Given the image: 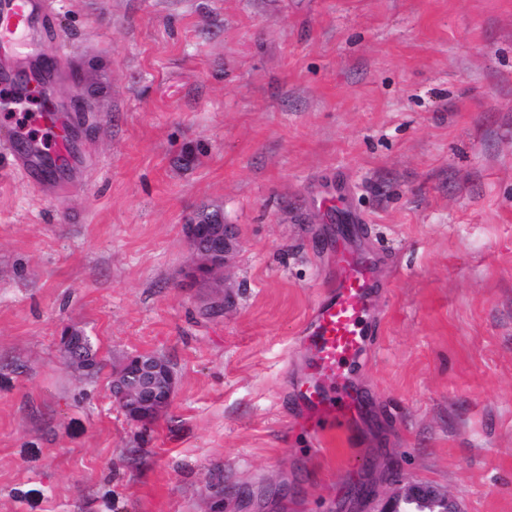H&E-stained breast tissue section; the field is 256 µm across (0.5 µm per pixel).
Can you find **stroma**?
<instances>
[{"mask_svg":"<svg viewBox=\"0 0 512 512\" xmlns=\"http://www.w3.org/2000/svg\"><path fill=\"white\" fill-rule=\"evenodd\" d=\"M81 96L74 159L34 185L0 148V512H365L431 483L512 512V0H52ZM236 232L224 305L183 226ZM368 225L374 341L355 438L295 426L300 331ZM89 336L93 374L60 353ZM163 357L152 424L113 402ZM175 377L160 356L129 357L112 379V399L134 422L146 425L171 404Z\"/></svg>","mask_w":512,"mask_h":512,"instance_id":"35a3bbf8","label":"stroma"}]
</instances>
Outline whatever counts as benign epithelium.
I'll use <instances>...</instances> for the list:
<instances>
[{"instance_id":"obj_1","label":"benign epithelium","mask_w":512,"mask_h":512,"mask_svg":"<svg viewBox=\"0 0 512 512\" xmlns=\"http://www.w3.org/2000/svg\"><path fill=\"white\" fill-rule=\"evenodd\" d=\"M193 254L190 275L211 288L208 304H224V266L233 249L229 225L213 218L201 217L184 225ZM86 338L71 333L61 338V352L71 367L91 371L93 357L84 352ZM175 377L168 363L154 354L140 353L129 357L112 379V399L134 422L146 425L171 404ZM413 505L416 512H460L448 493L429 484L410 482L375 501L368 512H401L402 505Z\"/></svg>"}]
</instances>
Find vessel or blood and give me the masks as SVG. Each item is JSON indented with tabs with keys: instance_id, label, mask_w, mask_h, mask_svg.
Instances as JSON below:
<instances>
[{
	"instance_id": "obj_1",
	"label": "vessel or blood",
	"mask_w": 512,
	"mask_h": 512,
	"mask_svg": "<svg viewBox=\"0 0 512 512\" xmlns=\"http://www.w3.org/2000/svg\"><path fill=\"white\" fill-rule=\"evenodd\" d=\"M54 29L49 0H0V52L18 43L43 42ZM0 84L9 95L0 99V111L14 109L18 100L33 91L32 79L10 69H0ZM41 141H32L27 130L15 129L13 169L32 183L44 172L57 170L72 160L71 138L58 118L55 104L40 107L31 119ZM358 216H350L336 245V264L327 273L330 288L320 297L301 330L307 352L305 377L296 382L302 426L313 442H320L331 428H353L362 397L352 380V370L368 350L372 334L377 282L374 258L354 251L349 241L361 234Z\"/></svg>"
}]
</instances>
